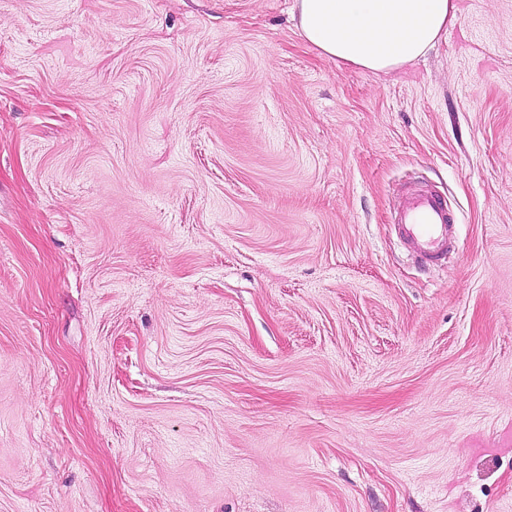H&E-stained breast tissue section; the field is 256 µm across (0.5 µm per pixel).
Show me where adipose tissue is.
<instances>
[{
  "label": "adipose tissue",
  "mask_w": 512,
  "mask_h": 512,
  "mask_svg": "<svg viewBox=\"0 0 512 512\" xmlns=\"http://www.w3.org/2000/svg\"><path fill=\"white\" fill-rule=\"evenodd\" d=\"M302 38L321 54L376 73L425 55L456 18L454 0H294Z\"/></svg>",
  "instance_id": "obj_1"
}]
</instances>
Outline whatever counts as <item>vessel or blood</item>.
<instances>
[{"mask_svg":"<svg viewBox=\"0 0 512 512\" xmlns=\"http://www.w3.org/2000/svg\"><path fill=\"white\" fill-rule=\"evenodd\" d=\"M398 234L420 265L439 260L452 245L453 226L444 200L431 190L408 193L394 217Z\"/></svg>","mask_w":512,"mask_h":512,"instance_id":"1","label":"vessel or blood"}]
</instances>
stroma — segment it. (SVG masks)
<instances>
[{
    "label": "stroma",
    "mask_w": 512,
    "mask_h": 512,
    "mask_svg": "<svg viewBox=\"0 0 512 512\" xmlns=\"http://www.w3.org/2000/svg\"><path fill=\"white\" fill-rule=\"evenodd\" d=\"M292 3L0 0V512H512V0L379 74ZM444 200L429 189L408 193L394 217L398 234L426 267L439 260L452 245L453 226Z\"/></svg>",
    "instance_id": "35a3bbf8"
}]
</instances>
